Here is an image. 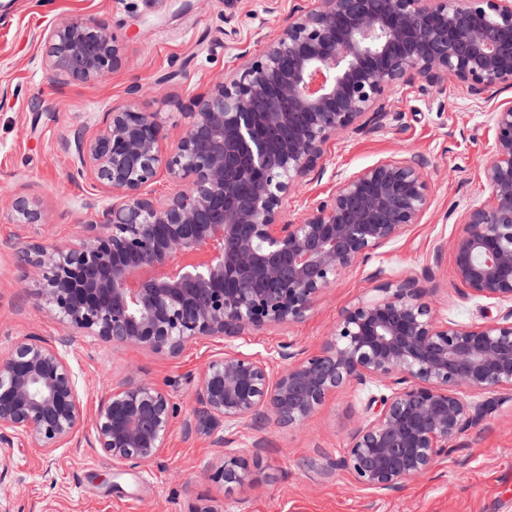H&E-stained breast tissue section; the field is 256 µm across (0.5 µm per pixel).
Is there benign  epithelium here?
Instances as JSON below:
<instances>
[{"label":"benign epithelium","mask_w":512,"mask_h":512,"mask_svg":"<svg viewBox=\"0 0 512 512\" xmlns=\"http://www.w3.org/2000/svg\"><path fill=\"white\" fill-rule=\"evenodd\" d=\"M47 40L46 64L70 79L103 78L118 62L91 21L62 23ZM448 75L474 96L512 85V0H313L293 8L260 59L192 99L175 143L156 115L130 107L103 113L90 136L75 130L76 174L105 185L110 202L84 203L97 221L77 245L17 254L67 330L60 342L80 333L175 355L189 340L304 317L345 269L420 222L428 161L391 158L346 176L297 221L283 201L330 139L382 113L387 91ZM491 129L489 200L460 215L450 276L497 315L471 326L441 319L407 278L345 310L316 353L291 343L265 356L224 351L206 366L187 424L204 435L224 428L212 441L222 449L213 482L246 483L248 461L231 450L240 424L272 416L297 427L337 389L375 384L389 393L368 400L341 464L366 489L394 490L430 472L483 416L468 394L512 389V104L496 109ZM160 175L178 190L157 201L146 189ZM12 217L44 220L27 197ZM83 414L76 373L44 339L0 358L1 442L61 448ZM177 414L163 388L130 380L99 401L90 447L121 468L153 462Z\"/></svg>","instance_id":"1"}]
</instances>
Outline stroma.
I'll return each mask as SVG.
<instances>
[{"label":"stroma","mask_w":512,"mask_h":512,"mask_svg":"<svg viewBox=\"0 0 512 512\" xmlns=\"http://www.w3.org/2000/svg\"><path fill=\"white\" fill-rule=\"evenodd\" d=\"M301 0H15L0 13V355L36 333L49 342L66 338L63 351L76 372L85 405L77 440L53 452L20 442L0 443V512H188L206 504L218 512H512V391L470 395L490 412L462 434L434 470L400 489L378 494L357 485L338 465L351 428L369 396L382 387H347L330 394L299 427L267 422L242 425L237 451L251 481L226 491L207 472L221 454L210 437L187 434L201 375L214 355L231 347L267 353L284 341L306 353L322 349L345 309L367 301L382 280L415 279L423 299L442 317L464 325L481 320L482 300L468 299L449 270L450 244L461 227L449 212L486 202L484 166L492 154L491 114L512 103V86L472 97L453 78L394 87L377 124L331 140L318 169L287 201L302 216L331 195L341 178L405 152L426 157L433 187L421 223L347 269L298 322L267 325L224 342L198 338L176 355L142 345L113 346L64 327L43 310L15 259L30 243L76 241L95 215L89 198H105L95 182L75 177L64 137L94 127L100 113L130 104L156 114L177 138L190 100L256 58L266 36ZM105 22L119 63L93 82L61 80L45 67L43 34L71 20ZM138 97H130L134 86ZM36 200L42 224L21 226L10 215L16 197ZM128 380L158 383L177 404L162 456L119 470L89 448L95 407L102 395Z\"/></svg>","instance_id":"obj_1"}]
</instances>
